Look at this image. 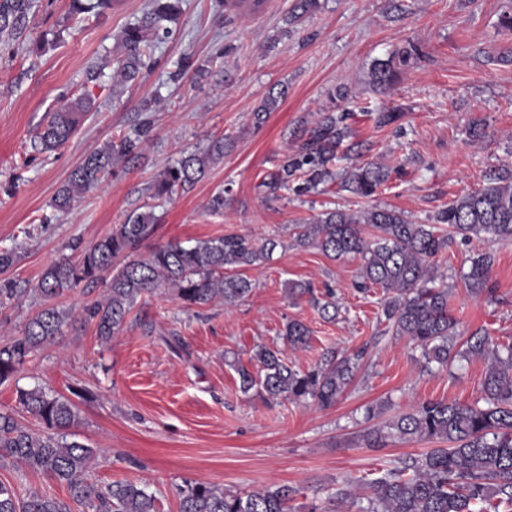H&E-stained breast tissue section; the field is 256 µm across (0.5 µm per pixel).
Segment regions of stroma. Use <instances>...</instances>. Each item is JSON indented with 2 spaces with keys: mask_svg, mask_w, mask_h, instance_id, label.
I'll return each instance as SVG.
<instances>
[{
  "mask_svg": "<svg viewBox=\"0 0 512 512\" xmlns=\"http://www.w3.org/2000/svg\"><path fill=\"white\" fill-rule=\"evenodd\" d=\"M151 0H114L103 13L69 15V0H35L22 34L0 39V248L15 249L11 276L38 280L71 244L89 245L140 207H152L153 236L131 259L171 241L189 246L236 232L278 241L271 261L247 269L254 288L234 306H185L172 292L143 297L112 340L100 342L87 318L104 283L78 286L61 304L70 317L16 378L0 384V412L29 428L17 388L43 386L72 400L77 441L94 448L92 480H132L158 499L159 512H179L178 486L202 481L228 489L272 485L299 488L294 508L332 506L336 490L358 492L380 468L430 451L432 442L390 436L365 447L362 436L427 400L474 404L486 364L458 359L425 363L420 348L386 333L377 319L381 289L355 288L359 259H330L290 245L294 225L329 209L378 207L404 211L426 224L456 198L478 189L489 174L512 169V34L500 26L512 0H319L314 12L290 22L295 0H263L257 9L228 12L224 0H184L170 32L156 40L150 67L138 83L118 85L109 64L117 37ZM421 54L400 67L386 92L371 69L408 44ZM347 84L348 141L355 157L376 161L390 180L369 199L329 182L317 191L269 198L260 183L298 144L328 105L326 93ZM287 88L262 128L252 114L269 90ZM80 96L92 99L80 130L53 152L33 147L46 113ZM153 99L151 132L141 157L118 176L54 216L49 202L71 170L92 150L129 133L142 100ZM402 112L378 126L379 113ZM231 137L233 146L206 176L171 199L152 198L156 176L182 152ZM228 189V203L209 211ZM483 240L454 238L438 256L448 285V309L460 336L483 331L512 343V242L495 244L494 301L471 295L463 280ZM331 288L340 312L322 318L307 302L293 304L285 284ZM312 332L309 347L292 353L301 369L324 348L365 349L355 378L335 406L266 403L242 393L235 365L249 364L263 344L287 350L288 320Z\"/></svg>",
  "mask_w": 512,
  "mask_h": 512,
  "instance_id": "stroma-1",
  "label": "stroma"
}]
</instances>
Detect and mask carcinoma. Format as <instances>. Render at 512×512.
<instances>
[{
    "label": "carcinoma",
    "mask_w": 512,
    "mask_h": 512,
    "mask_svg": "<svg viewBox=\"0 0 512 512\" xmlns=\"http://www.w3.org/2000/svg\"><path fill=\"white\" fill-rule=\"evenodd\" d=\"M153 8L140 20L128 24L117 41V53L109 61L113 77L128 84L143 77L146 57L152 51L150 34H159L161 23L173 22L181 14V0H152ZM112 0H70L77 18L102 13ZM34 0H0V35L14 36L29 23ZM417 48L376 65L373 86L390 89L397 65H406ZM284 91L268 93L254 112L255 125L275 111ZM329 107L314 125L304 130L306 138L263 179L262 186L273 197L292 190L304 194L333 179L330 165L349 137V113L336 111L337 103L349 98V88L339 84L327 92ZM92 102L80 97L50 114L35 135V146L51 152L68 142L81 126ZM151 131L143 119L133 132L87 154L58 188L50 207L69 211L84 194L97 188L121 164L139 156L143 140ZM230 139L217 138L203 149H195L167 166L151 186L154 198H169L187 191L203 179L212 164L224 158ZM389 171L369 161L353 165L342 185L353 195L368 199L388 180ZM446 224L450 233H441ZM156 229L153 211H133L112 232L82 249L74 258L49 265L38 283L0 279V307L12 300L36 295L38 311L25 324L22 334L0 347V383L12 378L26 359L44 342L59 334L69 320V311L56 302L81 283L94 284L104 278L120 254L136 248ZM483 238L488 243L512 242V170L499 171L485 185L440 209L431 224H418L392 209L371 207L356 212L327 210L308 224H297L293 245L315 248L330 259L352 255L359 258L356 288L364 292L382 289L381 311L385 332L404 336L422 350L425 364H444L456 357L488 361L480 403L463 405L426 401L381 427L363 435L366 447L378 448L390 434L408 440L446 443L422 456L398 462L365 483L368 506L362 512H484L495 497L512 506V347L506 353L489 337L476 332L464 350L456 349L457 323L448 310V286L437 282L435 259L448 250L451 236ZM277 242L229 232L184 246L169 242L154 248L143 260L131 261L112 275L108 295L89 309L95 334L109 341L126 323L138 300L161 288H170L188 307H203L215 301L233 306L252 291V281L242 274L272 258ZM495 263L493 248L471 258L464 274L470 293L490 296ZM288 298L307 299L323 318L332 320L336 304L315 295L304 282L286 283ZM284 339L293 349L309 346L311 330L298 319L288 321ZM360 354H340L325 349L320 363L302 370L278 349L259 346L252 359L257 373L235 366L244 393L255 391L267 402L289 400L313 402L321 408L336 405L351 384ZM20 408L41 425L33 431L11 413H0V463H10L40 472L68 490V499L49 496L37 489L20 494L0 482V512H159L156 497L147 487L131 481L98 484L89 478L95 451L72 439L78 421L75 404L52 395L42 387L17 389ZM299 490L288 485L262 491L221 488L207 482H187L177 488L179 512H293L291 502Z\"/></svg>",
    "instance_id": "obj_1"
}]
</instances>
